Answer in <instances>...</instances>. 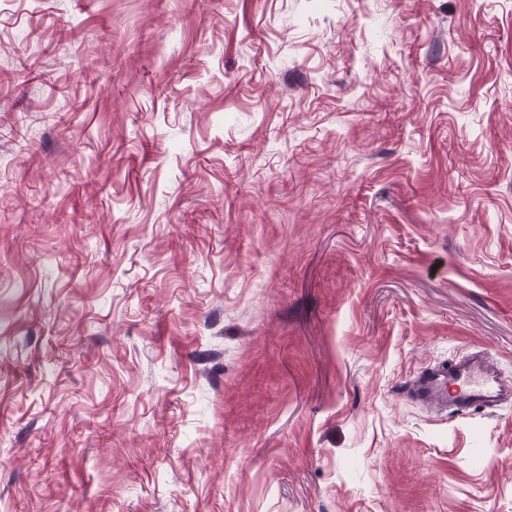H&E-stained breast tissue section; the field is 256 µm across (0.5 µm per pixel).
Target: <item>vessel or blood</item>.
<instances>
[{
	"label": "vessel or blood",
	"mask_w": 512,
	"mask_h": 512,
	"mask_svg": "<svg viewBox=\"0 0 512 512\" xmlns=\"http://www.w3.org/2000/svg\"><path fill=\"white\" fill-rule=\"evenodd\" d=\"M404 390L414 401L438 405L454 416L490 409L505 399V385L498 374L476 356L426 368Z\"/></svg>",
	"instance_id": "1"
}]
</instances>
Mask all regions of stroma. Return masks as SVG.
Masks as SVG:
<instances>
[{"instance_id":"1","label":"stroma","mask_w":512,"mask_h":512,"mask_svg":"<svg viewBox=\"0 0 512 512\" xmlns=\"http://www.w3.org/2000/svg\"><path fill=\"white\" fill-rule=\"evenodd\" d=\"M512 0H0V512H512ZM404 392L425 405L448 407L454 416L498 406L507 397L498 374L477 356L451 359L423 370Z\"/></svg>"}]
</instances>
